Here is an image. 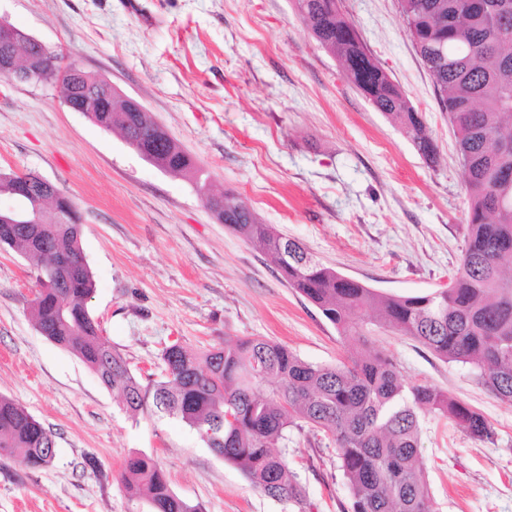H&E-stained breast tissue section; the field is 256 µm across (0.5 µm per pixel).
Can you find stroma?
Segmentation results:
<instances>
[{
    "label": "stroma",
    "mask_w": 512,
    "mask_h": 512,
    "mask_svg": "<svg viewBox=\"0 0 512 512\" xmlns=\"http://www.w3.org/2000/svg\"><path fill=\"white\" fill-rule=\"evenodd\" d=\"M341 6L422 113L436 164L347 82L293 0H0V21L140 102L212 191L237 192L260 223L324 265L382 293H430L447 286L464 246L451 124L398 0ZM0 170L37 173L75 204L95 281L91 315L135 375L161 377L166 346L202 353L228 336H264L318 365L344 357L335 327L206 209L194 180L157 169L118 132L71 111L59 85L0 77ZM35 289L33 261L0 246V395L56 434L48 468L0 456V512H147L120 480L132 452L156 457L201 512H282L180 419L130 417L76 355L36 330ZM368 343L405 381L467 403L494 432L479 441L423 413L436 512H512V403L480 385L471 365L443 362L411 337L375 329ZM290 438L312 512H343L349 491L335 448L307 429Z\"/></svg>",
    "instance_id": "stroma-1"
}]
</instances>
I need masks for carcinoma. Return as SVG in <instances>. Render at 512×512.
<instances>
[{
  "label": "carcinoma",
  "mask_w": 512,
  "mask_h": 512,
  "mask_svg": "<svg viewBox=\"0 0 512 512\" xmlns=\"http://www.w3.org/2000/svg\"><path fill=\"white\" fill-rule=\"evenodd\" d=\"M406 31L448 113L468 191L460 264L448 287L424 295L384 294L314 260L295 240L260 224L240 195L222 193L216 217L268 256L281 277L322 315L357 356L314 365L287 345L254 337L224 339L199 355L180 345L162 353L163 379L134 375L100 334L89 310L95 281L83 253L80 217L70 224H0V246L35 260L50 286L36 291L35 328L75 353L128 413L148 410L180 418L253 487L290 512H310L306 488L288 462L290 432L308 426L336 449L350 494L347 512H435L419 442L423 412L438 414L472 437L489 440L487 420L469 405L425 383H408L393 358L367 352L370 328L409 336L440 359L472 364L496 397L512 402V0H399ZM296 15L347 81L412 138L418 152L437 161V145L421 113L410 106L372 57L340 0H294ZM48 84L74 78L56 51L45 58ZM87 116L106 130L137 140L138 154L165 171L198 175L193 158L167 134L125 111ZM4 205L19 198L0 174ZM55 435L14 400L0 395V455L29 469L49 466ZM122 483L149 512H200L177 495L159 462L126 457Z\"/></svg>",
  "instance_id": "obj_1"
}]
</instances>
